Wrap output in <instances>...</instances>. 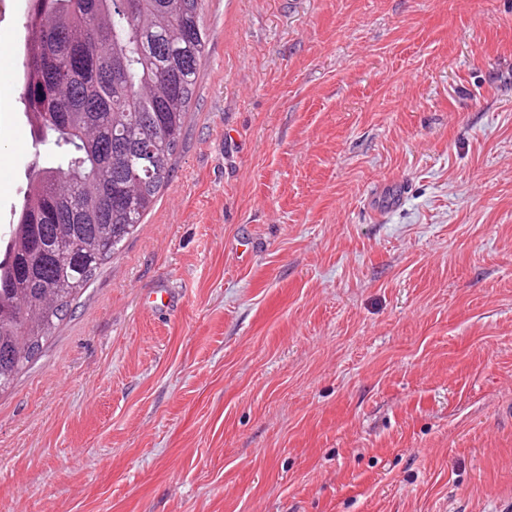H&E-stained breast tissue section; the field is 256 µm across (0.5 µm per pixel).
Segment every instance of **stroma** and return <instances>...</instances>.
Listing matches in <instances>:
<instances>
[{"label":"stroma","instance_id":"35a3bbf8","mask_svg":"<svg viewBox=\"0 0 512 512\" xmlns=\"http://www.w3.org/2000/svg\"><path fill=\"white\" fill-rule=\"evenodd\" d=\"M205 15L169 182L0 393V512H512V0Z\"/></svg>","mask_w":512,"mask_h":512}]
</instances>
